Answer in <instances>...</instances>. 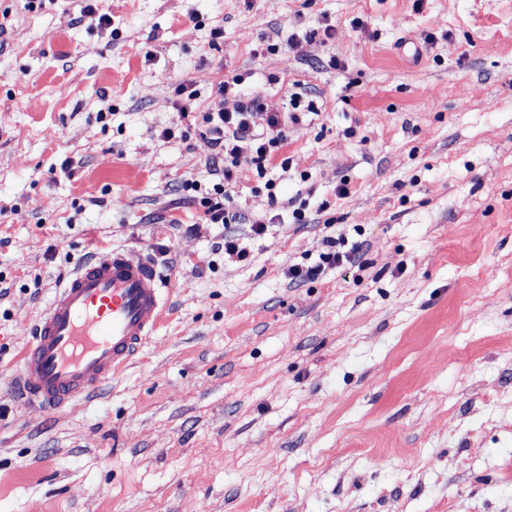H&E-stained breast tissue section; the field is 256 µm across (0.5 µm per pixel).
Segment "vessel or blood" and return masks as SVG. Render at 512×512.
Returning <instances> with one entry per match:
<instances>
[{"label":"vessel or blood","instance_id":"b4317fda","mask_svg":"<svg viewBox=\"0 0 512 512\" xmlns=\"http://www.w3.org/2000/svg\"><path fill=\"white\" fill-rule=\"evenodd\" d=\"M166 287L147 254L115 248L82 257L21 354V397L60 410L96 393L158 327Z\"/></svg>","mask_w":512,"mask_h":512}]
</instances>
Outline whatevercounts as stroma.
Here are the masks:
<instances>
[{
  "instance_id": "obj_1",
  "label": "stroma",
  "mask_w": 512,
  "mask_h": 512,
  "mask_svg": "<svg viewBox=\"0 0 512 512\" xmlns=\"http://www.w3.org/2000/svg\"><path fill=\"white\" fill-rule=\"evenodd\" d=\"M88 2L0 0V512H512V0ZM235 76L318 111L269 171L292 208L243 169L203 224L175 88L200 112ZM330 237L354 262L290 281ZM115 247L162 326L98 394L22 404L35 320Z\"/></svg>"
}]
</instances>
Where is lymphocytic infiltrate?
<instances>
[{
  "label": "lymphocytic infiltrate",
  "instance_id": "obj_1",
  "mask_svg": "<svg viewBox=\"0 0 512 512\" xmlns=\"http://www.w3.org/2000/svg\"><path fill=\"white\" fill-rule=\"evenodd\" d=\"M236 81H225L218 85L217 103L201 114V136L214 151L216 161L222 162V179L209 191H202L200 183L189 180L185 189L201 191V219L206 224H232L236 217L224 205L226 184L234 173L247 168L264 179L270 206H277V184L268 178V166L286 139L285 120L276 112L264 111L258 98L240 99L234 111H225L221 99L234 92Z\"/></svg>",
  "mask_w": 512,
  "mask_h": 512
}]
</instances>
